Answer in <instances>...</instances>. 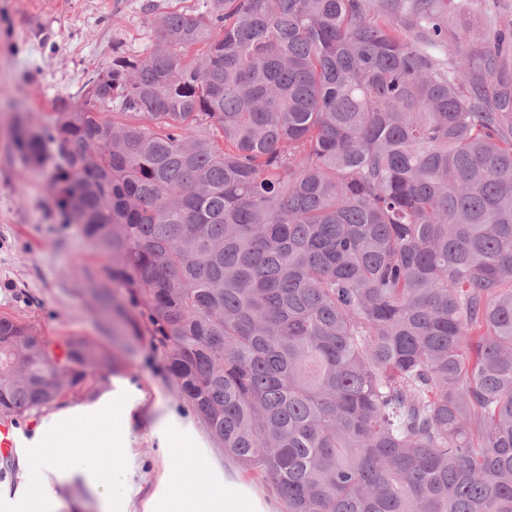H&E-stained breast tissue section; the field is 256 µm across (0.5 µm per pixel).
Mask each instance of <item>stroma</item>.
Masks as SVG:
<instances>
[{
  "label": "stroma",
  "instance_id": "1",
  "mask_svg": "<svg viewBox=\"0 0 512 512\" xmlns=\"http://www.w3.org/2000/svg\"><path fill=\"white\" fill-rule=\"evenodd\" d=\"M149 3L160 12L200 6L199 0H0V315L31 325L50 344L80 337L118 355L114 370L98 379L134 399L133 512H164L162 476L178 460L202 465L205 492L223 481L229 455L199 419L184 435L179 457L160 448L157 418L168 408H187L167 370V353L126 288L112 280L111 256L95 249L77 225L62 223L50 169L24 161L12 127L20 118L36 130L82 105L89 78L107 70L116 53L150 49ZM494 25L479 0H453L451 31Z\"/></svg>",
  "mask_w": 512,
  "mask_h": 512
}]
</instances>
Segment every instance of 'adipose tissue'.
<instances>
[{
	"label": "adipose tissue",
	"mask_w": 512,
	"mask_h": 512,
	"mask_svg": "<svg viewBox=\"0 0 512 512\" xmlns=\"http://www.w3.org/2000/svg\"><path fill=\"white\" fill-rule=\"evenodd\" d=\"M133 405L129 397L111 393L89 407L53 409L41 416L22 438L16 461L28 512H57L59 507L57 497L33 482L35 462L59 486L83 483L98 495L102 512H117L131 476L128 420ZM168 493L170 501L181 504V512H271L249 487L229 479L199 497L178 469L169 477Z\"/></svg>",
	"instance_id": "adipose-tissue-1"
}]
</instances>
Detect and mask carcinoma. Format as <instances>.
Listing matches in <instances>:
<instances>
[{
    "label": "carcinoma",
    "mask_w": 512,
    "mask_h": 512,
    "mask_svg": "<svg viewBox=\"0 0 512 512\" xmlns=\"http://www.w3.org/2000/svg\"><path fill=\"white\" fill-rule=\"evenodd\" d=\"M201 6L15 147L284 512H512V22ZM114 363L0 317V418L93 402Z\"/></svg>",
    "instance_id": "cac0c4a2"
}]
</instances>
